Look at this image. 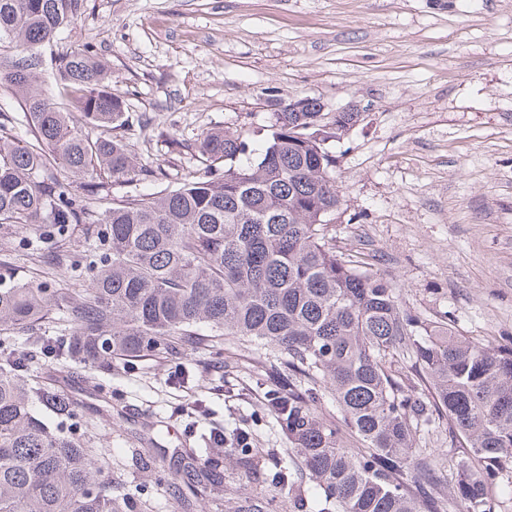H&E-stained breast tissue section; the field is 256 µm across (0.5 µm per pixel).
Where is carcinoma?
<instances>
[{"label":"carcinoma","mask_w":512,"mask_h":512,"mask_svg":"<svg viewBox=\"0 0 512 512\" xmlns=\"http://www.w3.org/2000/svg\"><path fill=\"white\" fill-rule=\"evenodd\" d=\"M82 0H0V84L24 90L30 139L0 121V224L53 248L51 265L74 280L14 279L0 263V512H153L143 493L112 482V448L92 435L112 403L82 413L79 392L131 358L206 349L224 365L222 339L262 352L258 405L288 447L270 449L277 471L237 512H489L512 459V344L455 332L404 308L400 286L358 252L336 247L341 205L334 141L358 112H274L255 130L211 129L197 152L207 174L157 193L122 191L145 169L113 136L122 100L90 47L55 60L78 116L36 87L39 51ZM96 130L90 136L82 125ZM83 177L81 195L54 168ZM81 234L91 253L64 248ZM56 315V335L37 331ZM27 333L28 354L13 334ZM44 360L31 369V359ZM89 372L75 379L76 367ZM444 428L460 451L422 446ZM227 454L169 457L178 512L224 497V461L244 473L263 449L248 428L204 438ZM144 472L163 448L135 449ZM455 470L445 490L446 467Z\"/></svg>","instance_id":"1"}]
</instances>
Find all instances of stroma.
I'll return each mask as SVG.
<instances>
[{
	"label": "stroma",
	"instance_id": "1",
	"mask_svg": "<svg viewBox=\"0 0 512 512\" xmlns=\"http://www.w3.org/2000/svg\"><path fill=\"white\" fill-rule=\"evenodd\" d=\"M77 45L112 68L129 117L118 134L154 171L145 193L203 174L200 134L268 124L270 98L356 106L359 121L331 144L337 246L372 255L412 312L512 342V0H83L44 49L53 101L54 60ZM32 241L0 226V259L23 282L46 269ZM263 363L254 354L249 371L226 374L205 350L127 362L106 383L120 414L94 431L112 443L113 481L145 484L155 512H173L166 471L132 466L128 438L190 447L184 411L201 397L213 413L199 430L246 426L260 447H287L255 412Z\"/></svg>",
	"mask_w": 512,
	"mask_h": 512
}]
</instances>
